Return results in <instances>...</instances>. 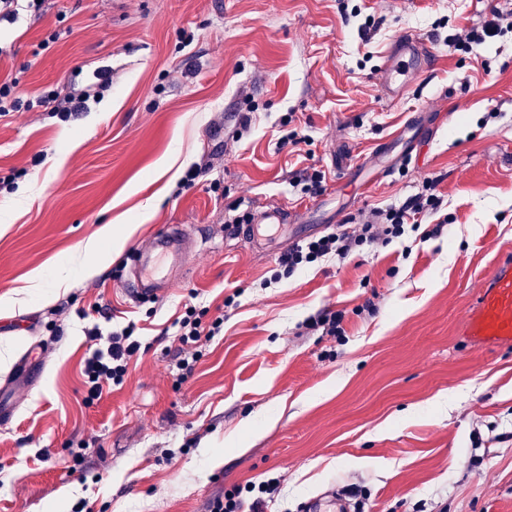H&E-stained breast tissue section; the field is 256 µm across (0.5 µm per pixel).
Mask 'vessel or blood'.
Returning a JSON list of instances; mask_svg holds the SVG:
<instances>
[{
	"mask_svg": "<svg viewBox=\"0 0 512 512\" xmlns=\"http://www.w3.org/2000/svg\"><path fill=\"white\" fill-rule=\"evenodd\" d=\"M431 67L430 45L415 32L400 33L383 53L375 73L382 96L392 102L407 97L415 81ZM292 214L283 206H261L251 223L239 226L238 232L248 244L260 246L272 231L291 222ZM179 243L183 257H190L197 241L179 225L165 226L157 236L152 250L142 253L133 269L126 291L134 299L154 296L157 271L168 246ZM462 334L471 347H512V255L498 259L491 272L483 277L474 293L462 327Z\"/></svg>",
	"mask_w": 512,
	"mask_h": 512,
	"instance_id": "obj_1",
	"label": "vessel or blood"
}]
</instances>
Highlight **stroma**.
Here are the masks:
<instances>
[{"instance_id": "stroma-1", "label": "stroma", "mask_w": 512, "mask_h": 512, "mask_svg": "<svg viewBox=\"0 0 512 512\" xmlns=\"http://www.w3.org/2000/svg\"><path fill=\"white\" fill-rule=\"evenodd\" d=\"M349 2L380 20L371 41L340 0H49L41 17L0 24V80L32 103L0 115V178L27 188L0 193V381L24 357L38 369L0 418V512H207L271 478L273 512L331 490L360 512H512V348L458 334L478 280L512 253V34L473 53L447 42L496 14L512 22V0ZM407 30L428 37L434 66L390 103L374 73ZM102 67L112 87L87 110L63 122L37 107ZM288 112L309 137L296 152L276 147ZM409 122L414 158L393 163L376 147ZM362 156L381 177L344 185ZM193 166L202 174L182 184ZM310 166L324 180L306 194ZM427 177L448 215L437 237L268 288L286 239L254 250L224 232L277 201L297 233L321 236ZM106 224L136 230L84 276ZM168 224L201 239L191 270L132 302L133 255ZM35 273L45 286L26 291ZM188 303L224 329L182 382L173 322ZM321 312L341 315L342 335L304 328ZM130 323L142 347L123 384L88 401V330Z\"/></svg>"}]
</instances>
